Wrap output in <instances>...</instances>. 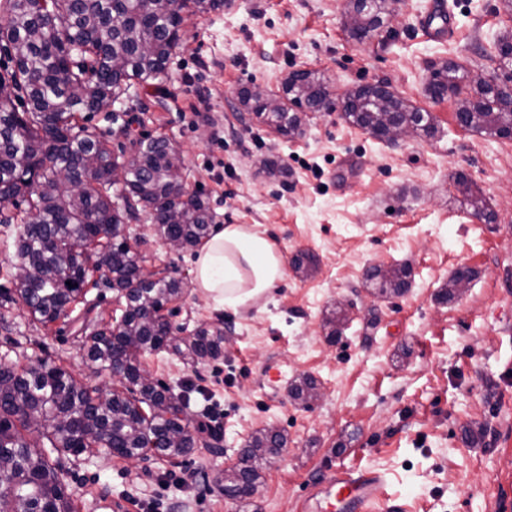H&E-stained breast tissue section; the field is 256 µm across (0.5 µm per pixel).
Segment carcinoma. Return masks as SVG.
<instances>
[{
  "instance_id": "obj_1",
  "label": "carcinoma",
  "mask_w": 512,
  "mask_h": 512,
  "mask_svg": "<svg viewBox=\"0 0 512 512\" xmlns=\"http://www.w3.org/2000/svg\"><path fill=\"white\" fill-rule=\"evenodd\" d=\"M399 0H345L356 22L344 29L353 41L377 34ZM224 0H0V52L9 66L0 71V224H19L11 257L15 270L35 274L13 278L12 293L32 319L48 326L72 313L86 288L103 281L119 289L137 287L125 298L116 324L104 325L83 344L87 361L119 377L120 390L103 391L77 380L46 358L24 366L0 363V512H77L61 479L63 460L95 450L141 456L150 450L169 459L218 440L213 427L184 417L189 388L144 378L140 357L168 351L186 364L224 354V328L202 324L173 339L164 311L180 299L186 284L175 277L144 279L129 243L128 224L149 212L162 240L196 247L209 235L213 215L202 194L183 184L184 159L165 137L145 136L129 158L116 156L93 128V113L116 102L132 85H158L180 41L182 12L204 16ZM501 75L478 80L463 93L468 74L455 62L432 71L426 85L434 99L457 98L456 118L466 130L508 137L512 127V38L500 39ZM330 84L316 71L293 72L282 83L294 108L267 109L249 89L239 105L280 135L304 133L306 114L318 112ZM345 119L368 132L391 123L433 137L438 128L428 112L408 106L383 83L359 87ZM464 205L489 224L468 177L452 176ZM24 203L21 215L8 204ZM366 279L381 295L408 287L407 269L383 273L373 266ZM43 416L40 440L26 436V414ZM284 446L282 435L255 432L246 444L247 470L222 480L224 494L246 498L260 484V461L269 448Z\"/></svg>"
}]
</instances>
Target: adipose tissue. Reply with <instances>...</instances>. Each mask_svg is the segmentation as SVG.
Here are the masks:
<instances>
[{
	"label": "adipose tissue",
	"mask_w": 512,
	"mask_h": 512,
	"mask_svg": "<svg viewBox=\"0 0 512 512\" xmlns=\"http://www.w3.org/2000/svg\"><path fill=\"white\" fill-rule=\"evenodd\" d=\"M192 273L195 288L215 306L235 310L282 281L283 255L267 231L226 224L200 245Z\"/></svg>",
	"instance_id": "1"
}]
</instances>
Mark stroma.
Listing matches in <instances>:
<instances>
[{"label": "stroma", "mask_w": 512, "mask_h": 512, "mask_svg": "<svg viewBox=\"0 0 512 512\" xmlns=\"http://www.w3.org/2000/svg\"><path fill=\"white\" fill-rule=\"evenodd\" d=\"M447 3L446 39L422 31L428 0H400L388 27L358 45L343 32L344 0H224L222 10L184 22L163 84L130 89L91 116L127 154L143 136H167L215 225L266 229L286 266L269 295L222 309L192 284L194 251L169 250L149 221L132 222L143 267L187 284L172 324H224L219 360L193 367L164 351L143 359L156 380L203 389L192 409L213 410L220 441L173 463L151 453L71 459L62 478L78 512H99L103 501L115 512H150L155 500L169 512H296L329 462L384 473L391 512H512V141L461 130L453 99L425 92L445 61L473 78L495 75L494 47L512 37V11L504 0ZM299 68L334 88L388 84L431 112L438 133L391 146L338 113L313 112L304 135L288 139L240 109L242 88L278 90ZM202 95L210 109L193 116ZM270 159L286 175H270L262 166ZM458 171L494 223L471 217L451 180ZM301 251L313 258L304 271L292 263ZM397 263L412 266L410 287L378 295L366 269ZM462 265L475 272L466 293L440 302ZM350 299L356 311L328 341L326 316ZM119 307L117 291L93 288L69 318L44 326L0 297L8 323L0 354L47 357L111 389L110 371L87 362L82 345L91 324L109 322ZM307 376L323 393L310 406L292 397ZM272 425L286 440L282 456L263 464L256 494L226 497L225 466ZM478 428L482 441L468 443Z\"/></svg>", "instance_id": "stroma-1"}]
</instances>
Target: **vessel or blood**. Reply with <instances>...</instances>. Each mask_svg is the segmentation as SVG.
<instances>
[{
	"label": "vessel or blood",
	"mask_w": 512,
	"mask_h": 512,
	"mask_svg": "<svg viewBox=\"0 0 512 512\" xmlns=\"http://www.w3.org/2000/svg\"><path fill=\"white\" fill-rule=\"evenodd\" d=\"M452 17L441 0H433L424 19L423 31L431 37L450 33ZM384 476L376 471L329 470L325 480L302 499L301 512H380Z\"/></svg>",
	"instance_id": "1"
}]
</instances>
